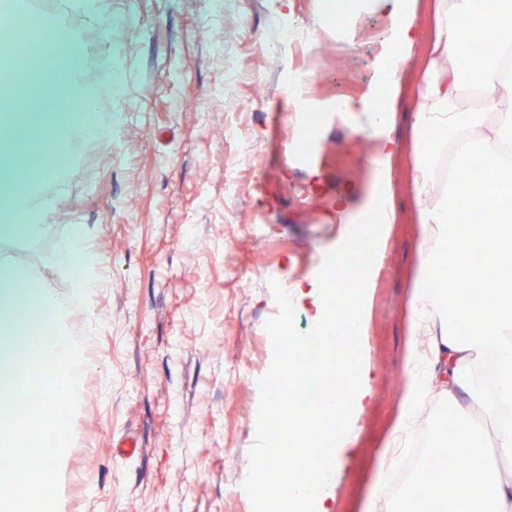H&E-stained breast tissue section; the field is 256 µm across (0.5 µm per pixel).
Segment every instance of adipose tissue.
<instances>
[{
    "mask_svg": "<svg viewBox=\"0 0 512 512\" xmlns=\"http://www.w3.org/2000/svg\"><path fill=\"white\" fill-rule=\"evenodd\" d=\"M20 19L35 45L34 56L23 64L14 61L9 42L0 43V165L7 178L0 180V240L36 243L47 229L46 217L56 199L43 189L51 177L49 161L72 153L83 143L104 139L109 130L94 117L97 97L74 73L84 57L80 35L52 17L27 21L21 0H0ZM391 26L385 45L396 49L395 68L381 101L361 105L376 135L364 159L369 172V200L365 207L385 238L398 215L392 202V162L403 145L389 134L395 108L405 93L403 65L422 53L424 65L415 88L410 145L414 163L411 208L420 227L408 308L403 397L397 422L378 463L364 512H414L415 488L424 471L411 476L400 492L387 497L386 484L400 464L396 453L418 422L426 405L455 414L460 441L443 437L432 453L452 457L466 448L476 461L467 474L448 470V512H512V206L499 194L474 188L477 213L488 224L485 234L496 252L498 275L487 287L468 288L463 303L448 297L449 288L471 275L475 239L467 217L456 205L461 184L456 171L473 150H481L492 177L512 173V68L499 61L467 66L464 27L488 29L499 51L512 53V0H484L471 10L469 0H435L431 37L420 41L415 24L418 0H377ZM70 44V54L46 68L50 43ZM28 98V109L15 111L17 96ZM86 109L73 111L72 100ZM81 231L60 242L48 262L69 276L73 286L93 288L84 273L87 251ZM25 290H18L17 282ZM291 307L307 311L318 325L331 317L325 280H309L293 287ZM66 307L34 270L16 264L0 265V381L22 382L20 358L45 366L51 375L46 391L50 402L58 396L80 398L82 367L76 346L62 328ZM336 369L346 378L345 398L331 411L338 420L364 406L371 393L369 370L359 354L337 359ZM48 406L26 419H16L0 430L1 447H27L43 435L61 432L64 420ZM493 425V446H486L482 428L472 413Z\"/></svg>",
    "mask_w": 512,
    "mask_h": 512,
    "instance_id": "obj_1",
    "label": "adipose tissue"
}]
</instances>
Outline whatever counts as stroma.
Instances as JSON below:
<instances>
[{
	"instance_id": "35a3bbf8",
	"label": "stroma",
	"mask_w": 512,
	"mask_h": 512,
	"mask_svg": "<svg viewBox=\"0 0 512 512\" xmlns=\"http://www.w3.org/2000/svg\"><path fill=\"white\" fill-rule=\"evenodd\" d=\"M346 32L325 16V0H105L108 38L86 49L78 73L90 81L111 59L120 90L101 93L98 119L112 134L108 164L89 170L72 155L50 229L38 248L0 241V260L37 268L69 298L66 330L88 370L82 401L66 419L60 512H253L230 496L232 471L246 472L256 443L259 384L237 385L239 368L260 356L270 368L266 330L275 293L264 266L285 285L317 277L326 253L347 238L352 214L337 215L347 181L363 182L368 145L360 112L336 111L337 93L370 98L387 81L381 55L390 21L362 0ZM290 16L355 52L339 62L278 51ZM295 64L316 68L317 159L291 151V103L283 84ZM240 76L224 87V71ZM233 124L257 158L241 190L224 191V165L237 151ZM82 229L99 259V286L72 290L43 258ZM417 227L392 225L367 298L360 355L371 369V401L353 413V442L336 449L329 512H361L402 399L409 279ZM250 417L235 419L225 388ZM137 439L131 458L115 447ZM90 494H80V484Z\"/></svg>"
}]
</instances>
